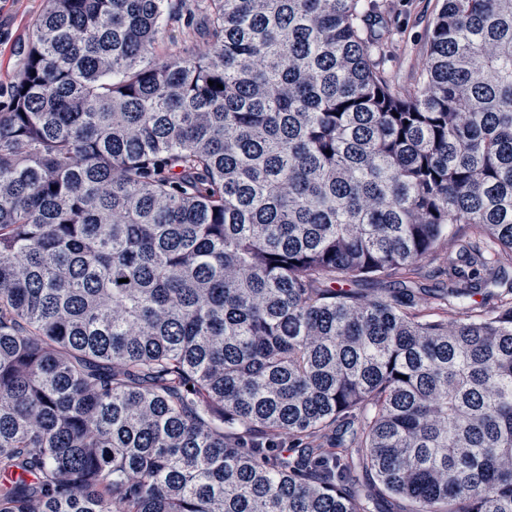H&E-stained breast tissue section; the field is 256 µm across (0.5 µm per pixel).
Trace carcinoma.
<instances>
[{
    "mask_svg": "<svg viewBox=\"0 0 512 512\" xmlns=\"http://www.w3.org/2000/svg\"><path fill=\"white\" fill-rule=\"evenodd\" d=\"M195 2L49 0L0 105V512H512V0L406 92L363 0ZM197 17L183 10L162 30L158 42L157 57L164 58L180 53L196 38Z\"/></svg>",
    "mask_w": 512,
    "mask_h": 512,
    "instance_id": "cac0c4a2",
    "label": "carcinoma"
}]
</instances>
